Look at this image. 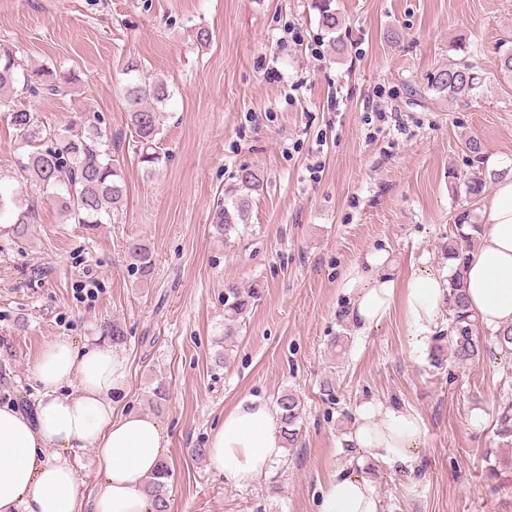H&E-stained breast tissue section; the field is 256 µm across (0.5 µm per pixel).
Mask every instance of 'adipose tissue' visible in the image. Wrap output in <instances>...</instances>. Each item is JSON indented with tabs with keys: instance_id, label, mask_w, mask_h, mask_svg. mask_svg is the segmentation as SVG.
<instances>
[{
	"instance_id": "1",
	"label": "adipose tissue",
	"mask_w": 512,
	"mask_h": 512,
	"mask_svg": "<svg viewBox=\"0 0 512 512\" xmlns=\"http://www.w3.org/2000/svg\"><path fill=\"white\" fill-rule=\"evenodd\" d=\"M480 214L484 232L470 256L467 294L481 323L496 329L512 325V177L496 182ZM385 263L375 253L348 269V320L364 333L398 306L412 335L429 332L444 306L447 281L427 273L400 283ZM32 372L41 387L34 409L0 404V512H80V481L69 453L89 447L97 451L100 477L90 512H155L144 485L165 457V431L151 415L119 411L127 389L124 358L108 346L55 339ZM426 433L412 408L367 403L354 442L369 457L413 475ZM283 448L277 411L246 398L211 433L208 464L225 483L239 485L266 473ZM321 512H379V502L367 480L342 471L327 483Z\"/></svg>"
}]
</instances>
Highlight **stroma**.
Returning a JSON list of instances; mask_svg holds the SVG:
<instances>
[{
    "label": "stroma",
    "mask_w": 512,
    "mask_h": 512,
    "mask_svg": "<svg viewBox=\"0 0 512 512\" xmlns=\"http://www.w3.org/2000/svg\"><path fill=\"white\" fill-rule=\"evenodd\" d=\"M331 5L347 25L339 55L312 0H0V44L25 69L74 74L66 96L33 100L34 109L60 129L77 112L103 118L127 189L125 206L96 231L66 223L48 198L25 239L0 235V338L12 346L0 350V404L35 402L31 369L49 341L99 340L116 322L127 336L115 348L128 367L121 408L166 430L169 512H320L327 480L350 465L368 401L411 407L428 429L417 478L389 464L369 472L380 512H512V469L485 478L512 374L494 355L433 368L444 316L419 339L398 309L360 333L347 319L344 280L372 252L401 279L447 274L460 179L473 173L463 137L482 142L487 169L512 166V84L499 69L512 52V0ZM463 56L486 77L472 104L408 99L407 87H426ZM131 59L169 93L162 163L150 178L124 112ZM375 102L386 123L372 121ZM317 158L324 169L313 181ZM244 167L259 170L264 187L248 224L224 241L212 217ZM131 238L153 252L151 281L127 267ZM89 276L99 289L86 299L79 285ZM230 283L261 293L228 351ZM161 382L169 398L158 403ZM288 390L304 402L302 445L266 475L229 485L193 456L239 400L272 403Z\"/></svg>",
    "instance_id": "1"
}]
</instances>
